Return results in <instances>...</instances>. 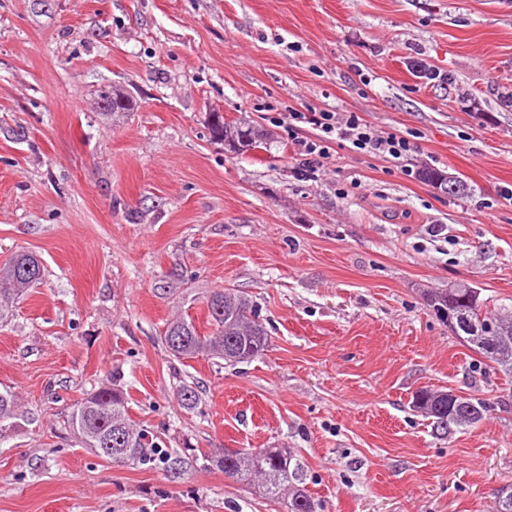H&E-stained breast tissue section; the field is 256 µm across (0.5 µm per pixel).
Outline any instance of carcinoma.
Here are the masks:
<instances>
[{
  "instance_id": "obj_1",
  "label": "carcinoma",
  "mask_w": 512,
  "mask_h": 512,
  "mask_svg": "<svg viewBox=\"0 0 512 512\" xmlns=\"http://www.w3.org/2000/svg\"><path fill=\"white\" fill-rule=\"evenodd\" d=\"M101 102L106 111L125 112L128 94L120 89H105ZM212 137L224 142L234 153L260 147L262 134L251 121L227 122L214 113ZM422 177L442 191L456 195L465 189V182L447 172L425 167ZM43 277V265L28 251L16 253L0 267V317L15 299L36 287ZM429 311L443 324L453 322L451 331L476 354L501 367L512 377V346L496 347L504 336L512 337V315L487 305L480 292L468 283L455 288L430 289L422 292ZM208 318L213 326L209 336L198 333L189 317H177L167 323L163 340L170 354L178 359H191L209 353L231 365L253 361L269 347V333L260 319L253 300L234 288L214 290L206 298ZM413 407L433 418L437 427L448 432L479 423L491 407L485 399L457 395L446 390L424 389L416 393ZM18 403L14 394L0 392V424L14 423ZM67 422L86 448H93L115 462H146L151 460L150 448H157L156 438L135 424L129 415L128 399L111 383L86 394L72 406ZM204 458L231 474L232 481L271 500L288 494L287 512H318L321 509L305 488L299 464L284 448H252L226 450ZM492 512H512V487L499 489L494 496Z\"/></svg>"
}]
</instances>
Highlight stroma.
<instances>
[{
	"mask_svg": "<svg viewBox=\"0 0 512 512\" xmlns=\"http://www.w3.org/2000/svg\"><path fill=\"white\" fill-rule=\"evenodd\" d=\"M436 79L420 77V69ZM118 86L133 108L103 113ZM417 135L413 169L333 146L302 175L283 113ZM264 130L234 154L212 113ZM512 0H0V266L41 284L0 317V512H285L205 461L116 464L70 431L108 374L165 453L285 448L322 512H491L512 485V379L425 306L512 300ZM235 288L270 346L229 366L162 341ZM198 393L195 408L177 398ZM488 400L448 435L420 389ZM421 175L426 181L439 187L448 195L459 194L464 191L466 186L459 177L449 176L447 172L432 167L423 168Z\"/></svg>",
	"mask_w": 512,
	"mask_h": 512,
	"instance_id": "obj_1",
	"label": "stroma"
}]
</instances>
